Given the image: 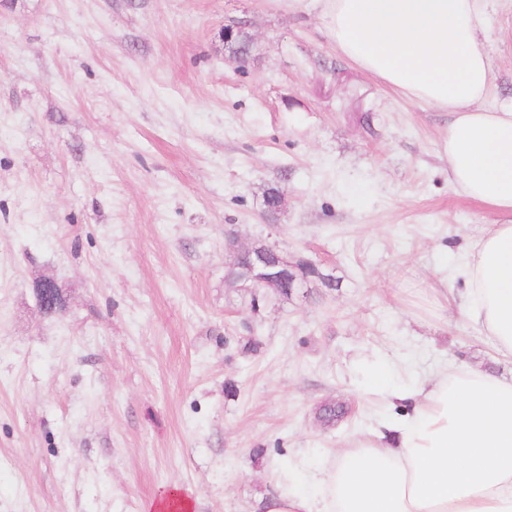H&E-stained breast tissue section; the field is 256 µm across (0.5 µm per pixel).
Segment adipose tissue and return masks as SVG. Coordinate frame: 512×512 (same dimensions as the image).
<instances>
[{
    "instance_id": "obj_1",
    "label": "adipose tissue",
    "mask_w": 512,
    "mask_h": 512,
    "mask_svg": "<svg viewBox=\"0 0 512 512\" xmlns=\"http://www.w3.org/2000/svg\"><path fill=\"white\" fill-rule=\"evenodd\" d=\"M328 35L359 70L449 110L448 178L464 197L512 214V104L484 107L492 83L479 39L488 0H321ZM462 314L512 356V222L470 245ZM400 439L357 438L328 464L286 475L261 512H512V380L461 368L407 391Z\"/></svg>"
}]
</instances>
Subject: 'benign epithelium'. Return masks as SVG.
Here are the masks:
<instances>
[{
    "mask_svg": "<svg viewBox=\"0 0 512 512\" xmlns=\"http://www.w3.org/2000/svg\"><path fill=\"white\" fill-rule=\"evenodd\" d=\"M225 249L233 255V264L228 276L234 277L238 269L246 271L247 287L253 289H278L286 286L291 291L301 288L307 280V275L302 272L294 275L292 271L296 270L299 264L308 271L312 267L309 260H301L295 264L271 247H245L236 238L225 241ZM34 291L42 313L58 312L63 308L62 289L54 280L40 281Z\"/></svg>",
    "mask_w": 512,
    "mask_h": 512,
    "instance_id": "obj_1",
    "label": "benign epithelium"
}]
</instances>
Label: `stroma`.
Returning <instances> with one entry per match:
<instances>
[{
	"label": "stroma",
	"instance_id": "1",
	"mask_svg": "<svg viewBox=\"0 0 512 512\" xmlns=\"http://www.w3.org/2000/svg\"><path fill=\"white\" fill-rule=\"evenodd\" d=\"M481 40L492 108L512 0ZM447 134V110L346 60L313 0H0V512H150L172 483L256 512L287 467L400 417L375 370L511 378L448 304L506 217L450 183ZM231 233L330 281L251 299L225 280ZM42 313L59 312L63 308L62 289L52 279L40 281L34 288Z\"/></svg>",
	"mask_w": 512,
	"mask_h": 512
}]
</instances>
